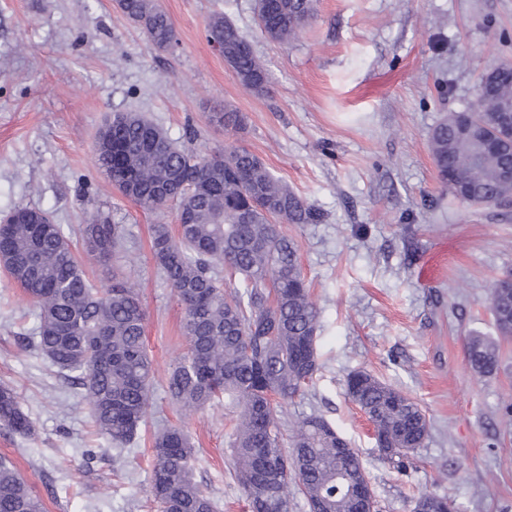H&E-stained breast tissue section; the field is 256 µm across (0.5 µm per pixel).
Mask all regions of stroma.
<instances>
[{"instance_id":"stroma-1","label":"stroma","mask_w":512,"mask_h":512,"mask_svg":"<svg viewBox=\"0 0 512 512\" xmlns=\"http://www.w3.org/2000/svg\"><path fill=\"white\" fill-rule=\"evenodd\" d=\"M177 45L157 50L114 0H0V217L22 206L78 228L105 217L126 225L109 264L87 262L108 284L120 269L137 288L155 368L146 421L126 449L99 434L86 392L37 352L30 299L0 270V384L13 386L35 431L0 425L10 459L45 512H158L150 497L152 438L184 427L194 478L218 512H250L234 477L223 408L185 415L166 393L187 350L182 309L151 252L144 213L99 169L96 134L116 112H141L179 147L203 155L243 146L320 215L284 224L321 310L320 368L283 404L281 429L322 416L351 443L378 512H411L433 491L458 512H512V339L495 375L468 367L467 336L495 333L486 296L512 273V202L460 201L441 183L430 136L465 110L482 74L512 65V0H317V17L289 43L267 39L255 0H159ZM225 14L268 69L270 93L246 89L210 46L205 27ZM248 118L231 136L209 122L224 104ZM198 136L188 140L187 128ZM363 370L425 410L430 432L403 464L385 459L344 388Z\"/></svg>"}]
</instances>
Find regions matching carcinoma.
Listing matches in <instances>:
<instances>
[{
  "mask_svg": "<svg viewBox=\"0 0 512 512\" xmlns=\"http://www.w3.org/2000/svg\"><path fill=\"white\" fill-rule=\"evenodd\" d=\"M116 7L160 49L177 44L173 23L154 0H115ZM316 0H256V24L269 39L286 41L316 15ZM208 42L258 95L268 73L250 42L222 13L206 25ZM210 121L243 133L247 116L226 104ZM495 150L473 164L478 141ZM431 151L439 179L452 192L471 189L469 204L498 206L512 200V184L498 171L512 154V131L498 129L493 114L479 112L461 128L448 114L434 128ZM96 161L108 180L143 210L175 209L177 230L152 228L153 258L184 310L188 349L172 368L168 393L185 413L224 402L230 416L234 474L251 512H289L297 495L309 510L357 512L350 488L367 474L354 452L342 456L337 432L319 415L296 422L283 435L272 398L292 399L319 369L312 342L320 310L298 261V245L278 224H312L319 215L251 151L224 149L222 162L178 147L159 126L137 112H120L100 127ZM123 224L107 220L80 230L83 250L107 261L124 239ZM0 266L24 290L38 312L31 341L88 397L94 426L112 445L136 436L149 405L153 363L144 341L146 310L128 280L112 276L97 285L79 261L71 234L40 209L18 208L0 221ZM495 335L472 333L465 343L470 369L493 376L499 342L512 338V276L488 290ZM346 395L368 417L375 442L387 457L419 447L429 433L420 405L365 371L347 376ZM0 423L30 434L34 425L15 390L0 385ZM149 493L160 512H216L193 478L194 443L181 427L153 438ZM0 512H44L26 480L0 458Z\"/></svg>",
  "mask_w": 512,
  "mask_h": 512,
  "instance_id": "cac0c4a2",
  "label": "carcinoma"
}]
</instances>
